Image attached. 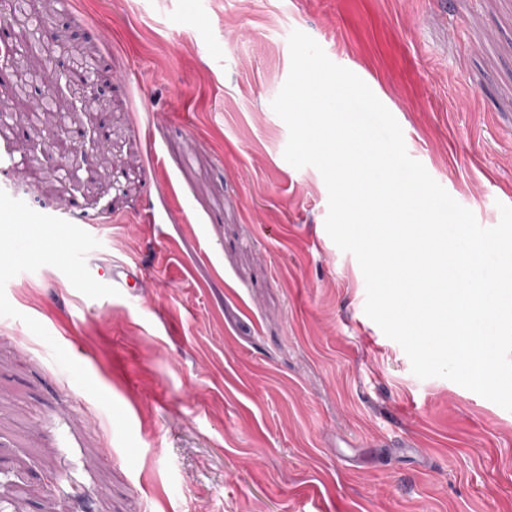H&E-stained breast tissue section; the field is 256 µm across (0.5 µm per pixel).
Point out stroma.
Segmentation results:
<instances>
[{"mask_svg": "<svg viewBox=\"0 0 512 512\" xmlns=\"http://www.w3.org/2000/svg\"><path fill=\"white\" fill-rule=\"evenodd\" d=\"M114 148L0 171V512H512V412L364 312L271 108L288 36L364 77L486 228L512 206V0H36ZM73 210L64 224L39 216ZM139 269L135 291L89 276Z\"/></svg>", "mask_w": 512, "mask_h": 512, "instance_id": "obj_1", "label": "stroma"}]
</instances>
